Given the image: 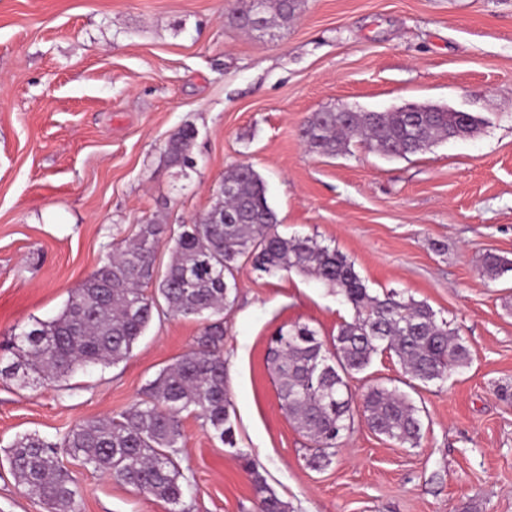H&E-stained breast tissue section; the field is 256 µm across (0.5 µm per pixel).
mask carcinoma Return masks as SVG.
I'll use <instances>...</instances> for the list:
<instances>
[{
  "label": "carcinoma",
  "mask_w": 512,
  "mask_h": 512,
  "mask_svg": "<svg viewBox=\"0 0 512 512\" xmlns=\"http://www.w3.org/2000/svg\"><path fill=\"white\" fill-rule=\"evenodd\" d=\"M240 0L231 21L247 31L270 32L290 22L299 0ZM482 120L468 112L424 106L420 112H314L301 136L310 151L334 157L349 152L358 137L384 156L406 157L434 144L477 132ZM197 131L184 126L163 151L167 166L191 167ZM269 205L264 181L248 163L225 172L201 223L174 229L153 219L74 289L49 320L35 319L0 342V375L21 386L59 383L79 370L117 365L132 355L154 314L202 322L190 349L162 368L144 397L107 418L75 424L49 441L24 434L8 450L19 487L47 512H77L80 488L60 460L66 453L114 481L176 508L188 487L178 462L184 443L182 414L202 420L214 438L236 447L232 404L224 363V309L244 264L274 275L292 270L309 275L340 295L351 320L325 341L307 324H291L271 338L266 362L281 409L315 444L311 463L326 467L338 441L353 429L349 379L364 372L374 355L394 353L405 373L422 383H443L469 363L468 347L455 329L424 301L396 292L370 293L354 263L313 237H285ZM169 245L165 270L157 268L161 243ZM512 271V261L488 254L482 273L495 278ZM152 292H147L148 287ZM363 413L377 434L408 448L422 439L419 411L398 389L374 385L363 398ZM250 474L257 512H288L267 484L258 464L241 455Z\"/></svg>",
  "instance_id": "1"
}]
</instances>
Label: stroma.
I'll list each match as a JSON object with an SVG mask.
<instances>
[{
  "label": "stroma",
  "instance_id": "35a3bbf8",
  "mask_svg": "<svg viewBox=\"0 0 512 512\" xmlns=\"http://www.w3.org/2000/svg\"><path fill=\"white\" fill-rule=\"evenodd\" d=\"M238 0H0V339L54 317L113 246L156 217L207 212L238 163L263 178L281 235L313 236L355 264L371 293L427 302L470 350L437 385L409 382L374 356L349 381L403 386L423 438L405 448L355 413L329 466L281 409L265 362L270 337L306 323L322 338L352 317L314 278L242 266L224 312V360L236 448L184 416V512H256L244 458L290 512H512V0H303L276 36L241 30ZM445 106L482 120L465 139L387 159L352 141L310 153L312 113ZM192 126L185 175L162 161ZM195 319L156 318L118 365L55 385L0 376V512H46L23 494L7 450L120 413L185 353ZM80 512H169L165 502L63 457Z\"/></svg>",
  "mask_w": 512,
  "mask_h": 512
}]
</instances>
